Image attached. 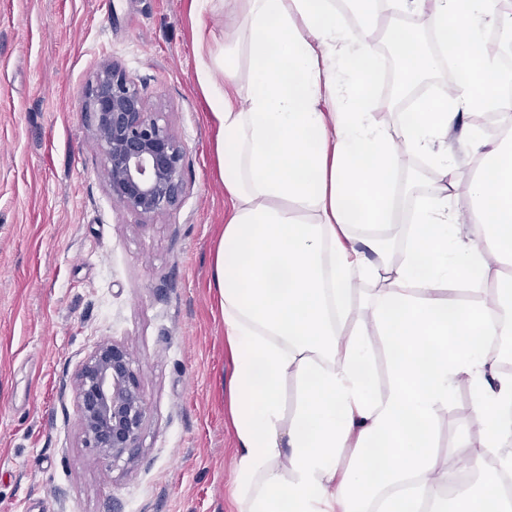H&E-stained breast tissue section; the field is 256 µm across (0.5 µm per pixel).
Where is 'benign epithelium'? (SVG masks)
Wrapping results in <instances>:
<instances>
[{
	"instance_id": "1",
	"label": "benign epithelium",
	"mask_w": 512,
	"mask_h": 512,
	"mask_svg": "<svg viewBox=\"0 0 512 512\" xmlns=\"http://www.w3.org/2000/svg\"><path fill=\"white\" fill-rule=\"evenodd\" d=\"M88 113L103 149L112 198L152 218L175 206L184 191V151L170 128L149 111L128 75L107 65L86 92ZM79 426L85 447L113 468L136 447L148 406L134 358L117 342L98 345L76 373Z\"/></svg>"
}]
</instances>
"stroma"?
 <instances>
[{"label":"stroma","mask_w":512,"mask_h":512,"mask_svg":"<svg viewBox=\"0 0 512 512\" xmlns=\"http://www.w3.org/2000/svg\"><path fill=\"white\" fill-rule=\"evenodd\" d=\"M225 23L222 0H0V512L232 510V365L210 289L230 203L201 81ZM109 63L184 149V193L150 219L113 201L83 110ZM112 340L149 411L108 469L81 443L74 386ZM471 414L456 391L438 426L449 466Z\"/></svg>","instance_id":"1"}]
</instances>
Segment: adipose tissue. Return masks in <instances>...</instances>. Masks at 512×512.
<instances>
[{
	"label": "adipose tissue",
	"mask_w": 512,
	"mask_h": 512,
	"mask_svg": "<svg viewBox=\"0 0 512 512\" xmlns=\"http://www.w3.org/2000/svg\"><path fill=\"white\" fill-rule=\"evenodd\" d=\"M412 3L431 44L393 32L401 84L431 76L443 51L458 78L388 127L369 106L374 27L353 32L336 0H224L238 24L210 107L232 213L210 286L232 360L235 512H448L453 472L434 448L460 387L481 442L461 435L448 452L482 486L475 500L460 493L458 512H507L497 485L512 472V374L484 340L512 335V97L483 30L512 36V0ZM488 110L494 142L473 132L447 146L460 116ZM403 155L431 168L409 219L393 180ZM463 164L477 175L459 200L448 187ZM491 287L495 300L476 302ZM373 333L385 338L384 384Z\"/></svg>",
	"instance_id": "obj_1"
}]
</instances>
